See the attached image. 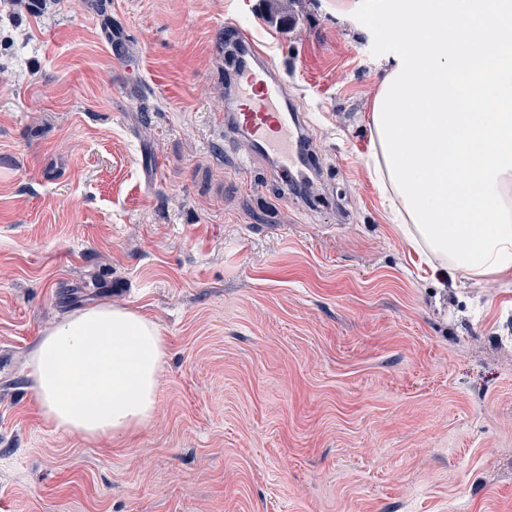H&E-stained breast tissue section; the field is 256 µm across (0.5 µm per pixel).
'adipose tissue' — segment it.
Wrapping results in <instances>:
<instances>
[{
	"mask_svg": "<svg viewBox=\"0 0 512 512\" xmlns=\"http://www.w3.org/2000/svg\"><path fill=\"white\" fill-rule=\"evenodd\" d=\"M405 51L370 115L374 171L408 243L468 278L512 275V0H356ZM156 323L109 302L45 328L27 364L45 422L87 442L153 420Z\"/></svg>",
	"mask_w": 512,
	"mask_h": 512,
	"instance_id": "1",
	"label": "adipose tissue"
}]
</instances>
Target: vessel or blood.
<instances>
[{
    "instance_id": "b4317fda",
    "label": "vessel or blood",
    "mask_w": 512,
    "mask_h": 512,
    "mask_svg": "<svg viewBox=\"0 0 512 512\" xmlns=\"http://www.w3.org/2000/svg\"><path fill=\"white\" fill-rule=\"evenodd\" d=\"M236 38L248 60L233 74L240 104L238 112L225 114L224 129L230 133L245 131L253 155L276 154L280 172H287L300 155L298 116L284 106L287 92L283 81L271 67L257 65L264 52L248 31L237 29Z\"/></svg>"
}]
</instances>
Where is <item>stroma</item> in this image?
<instances>
[{"instance_id": "stroma-1", "label": "stroma", "mask_w": 512, "mask_h": 512, "mask_svg": "<svg viewBox=\"0 0 512 512\" xmlns=\"http://www.w3.org/2000/svg\"><path fill=\"white\" fill-rule=\"evenodd\" d=\"M0 0V512H512V277L391 228L368 123L400 48L341 0ZM304 114L283 188L240 166L224 40ZM141 309L152 423L88 443L25 375L48 324Z\"/></svg>"}]
</instances>
